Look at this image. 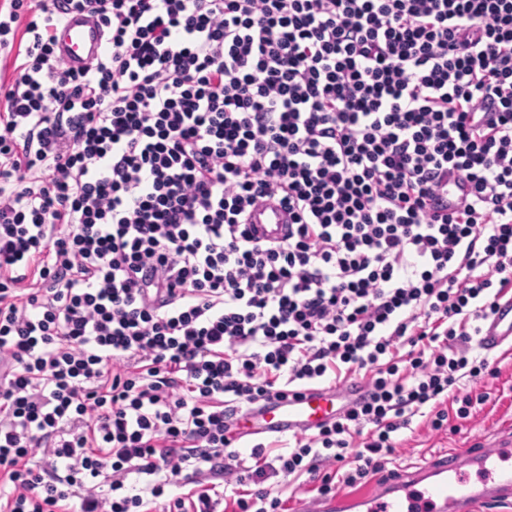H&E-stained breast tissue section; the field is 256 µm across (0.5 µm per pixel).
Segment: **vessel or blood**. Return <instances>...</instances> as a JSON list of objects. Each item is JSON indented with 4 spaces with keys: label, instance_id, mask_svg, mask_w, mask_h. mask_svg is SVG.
Segmentation results:
<instances>
[{
    "label": "vessel or blood",
    "instance_id": "1",
    "mask_svg": "<svg viewBox=\"0 0 512 512\" xmlns=\"http://www.w3.org/2000/svg\"><path fill=\"white\" fill-rule=\"evenodd\" d=\"M53 35L57 54L74 69L87 66L105 44L96 18L84 12H69ZM249 224L260 240L278 241L288 231V215L271 195L250 211ZM481 342L489 351H512V295L498 299L494 314L484 323ZM369 397L367 384L354 378L335 386L304 388L285 399H266L248 417L228 412L226 422L238 437L307 435ZM466 466L490 472L491 477L470 481L462 473ZM509 503L512 437L507 435L493 447L466 448L398 472L362 494L302 500L301 512H480L487 505Z\"/></svg>",
    "mask_w": 512,
    "mask_h": 512
}]
</instances>
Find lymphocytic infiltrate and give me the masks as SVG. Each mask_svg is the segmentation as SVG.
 <instances>
[{
    "label": "lymphocytic infiltrate",
    "instance_id": "1",
    "mask_svg": "<svg viewBox=\"0 0 512 512\" xmlns=\"http://www.w3.org/2000/svg\"><path fill=\"white\" fill-rule=\"evenodd\" d=\"M85 8L76 71L52 32ZM0 50V512H284L265 474L355 487L488 400L512 0H0ZM341 376L370 399L241 457L225 404ZM55 50L71 68L87 66L102 51L105 35L97 19L87 12L71 11L53 32ZM276 194V188L272 187L269 196L249 213L248 223L263 241L281 240L288 231V214L278 204Z\"/></svg>",
    "mask_w": 512,
    "mask_h": 512
}]
</instances>
